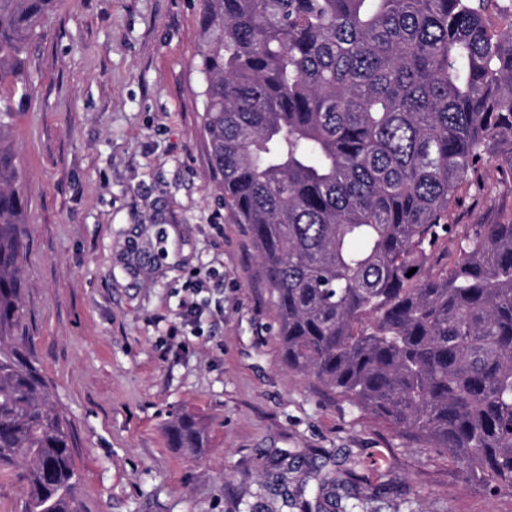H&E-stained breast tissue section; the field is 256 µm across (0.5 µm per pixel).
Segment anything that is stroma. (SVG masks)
<instances>
[{"instance_id": "1", "label": "stroma", "mask_w": 512, "mask_h": 512, "mask_svg": "<svg viewBox=\"0 0 512 512\" xmlns=\"http://www.w3.org/2000/svg\"><path fill=\"white\" fill-rule=\"evenodd\" d=\"M198 0H62L11 131L27 175L26 334L70 424L82 512H512L447 457L288 368L202 123ZM512 206L489 183L459 227ZM188 416L206 446L171 447Z\"/></svg>"}]
</instances>
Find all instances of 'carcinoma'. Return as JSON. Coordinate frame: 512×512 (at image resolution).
Wrapping results in <instances>:
<instances>
[{"mask_svg": "<svg viewBox=\"0 0 512 512\" xmlns=\"http://www.w3.org/2000/svg\"><path fill=\"white\" fill-rule=\"evenodd\" d=\"M61 0H0V87ZM203 129L293 371L512 497V211L457 232L483 173L512 184V0H199ZM0 94V464L22 512H79L67 420L21 300L25 175ZM456 257L422 274L446 240ZM416 269L413 275L408 271ZM205 447L197 423L168 429ZM26 465L17 462L0 466V512H21Z\"/></svg>", "mask_w": 512, "mask_h": 512, "instance_id": "1", "label": "carcinoma"}]
</instances>
